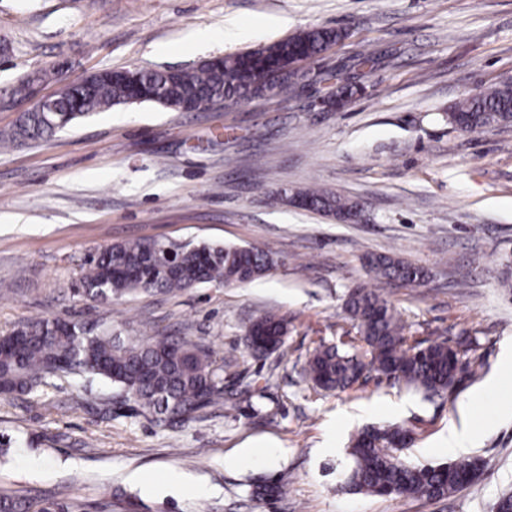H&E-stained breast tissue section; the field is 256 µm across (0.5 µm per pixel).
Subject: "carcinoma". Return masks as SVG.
Returning <instances> with one entry per match:
<instances>
[{
	"instance_id": "carcinoma-1",
	"label": "carcinoma",
	"mask_w": 512,
	"mask_h": 512,
	"mask_svg": "<svg viewBox=\"0 0 512 512\" xmlns=\"http://www.w3.org/2000/svg\"><path fill=\"white\" fill-rule=\"evenodd\" d=\"M343 33L334 28H311L273 44L219 57L211 66L191 70H141L140 87L156 93L147 103L178 110L186 101L199 109L232 105L273 88L272 71L258 56L275 61H313L337 44ZM133 87L125 74L115 72L110 82L90 88L66 87L60 97L74 112H25L13 141L52 136L78 119L112 108L129 98ZM453 126L473 132L493 123H512V82L463 98L449 114ZM292 202L318 213L341 217L358 203L316 187L300 188ZM371 279L381 284L358 285L348 291L343 306L356 331L348 349L322 345L309 357L305 372L315 387L346 392L363 385L376 372L404 383L424 397L439 396L455 382L463 359L474 342L465 338L426 341L409 335L382 286H417L427 272L395 256L365 258ZM278 264L276 254L257 246L177 244L156 239H135L112 244L81 265L82 293L93 299L118 300L159 290L170 295L200 284L231 285L262 278ZM243 336L254 355L271 354L284 345L280 332L288 320L268 313L251 323ZM51 378H64L86 389L101 381L117 388L139 411L159 421H186L208 407L231 409L224 398V365L210 348L177 336L148 342H124L108 327L90 333L84 324L45 317L0 336V398L34 391ZM410 430L399 425L371 426L351 440V473L345 488L380 496H413L427 500L446 498L467 485V477L480 470L476 457L450 464L407 465L402 454L410 449L404 438ZM0 512H88V504L67 491L47 499H30L0 492Z\"/></svg>"
}]
</instances>
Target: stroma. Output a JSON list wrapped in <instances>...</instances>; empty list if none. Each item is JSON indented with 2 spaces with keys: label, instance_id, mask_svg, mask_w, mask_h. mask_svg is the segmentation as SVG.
I'll list each match as a JSON object with an SVG mask.
<instances>
[{
  "label": "stroma",
  "instance_id": "stroma-1",
  "mask_svg": "<svg viewBox=\"0 0 512 512\" xmlns=\"http://www.w3.org/2000/svg\"><path fill=\"white\" fill-rule=\"evenodd\" d=\"M314 27L346 36L303 66L293 94L199 112L120 105L0 148V335L53 316L127 340L183 336L223 361L236 404L168 425L104 384L51 380L0 402L12 440L1 488L51 497L65 486L91 506L123 495L136 512H492L512 488V386L482 390L512 338L501 286L512 282V124L461 134L448 121L462 98L512 78V0H0V136L87 74L190 69ZM28 79L31 96L17 95ZM345 85L352 103L329 109ZM309 184L362 203L364 222L270 198ZM139 238L252 244L279 264L177 295L74 294L88 253ZM368 254L427 270L423 285L388 290L410 334L474 341L443 396L378 375L325 392L304 376L315 348L346 342L343 300L368 283ZM268 312L288 316V336L256 357L244 329ZM463 404L475 409L476 481L441 500L342 489L362 427L404 425L407 462L442 463ZM266 444L274 457L228 465ZM257 478L287 495L255 498Z\"/></svg>",
  "mask_w": 512,
  "mask_h": 512
}]
</instances>
